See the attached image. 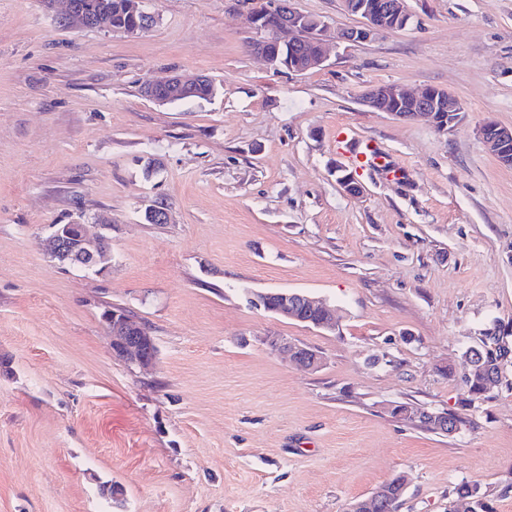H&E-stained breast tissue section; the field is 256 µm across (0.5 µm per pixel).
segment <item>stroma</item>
Wrapping results in <instances>:
<instances>
[{
    "instance_id": "stroma-1",
    "label": "stroma",
    "mask_w": 512,
    "mask_h": 512,
    "mask_svg": "<svg viewBox=\"0 0 512 512\" xmlns=\"http://www.w3.org/2000/svg\"><path fill=\"white\" fill-rule=\"evenodd\" d=\"M293 5L332 36L360 23ZM144 8L158 23L128 36L0 0V512H346L397 475L398 512H448L463 482L512 512V392L460 384L462 351L512 323V168L479 136L512 126V0H405L403 29L304 73L248 52L246 0ZM159 73L217 91L162 105L142 93ZM386 83L446 89L463 117L371 111ZM354 141L380 156L355 197L336 181ZM101 213L103 270L46 254L53 225ZM277 291L326 301L336 330L248 301ZM110 306L150 326L149 369L113 353ZM406 403L464 422L432 433L390 415ZM268 344H272L271 349L280 354H284L297 364L301 365L307 370L316 371L321 367V356L316 352H310L309 355H301L300 351L303 347L284 336H269L266 338Z\"/></svg>"
}]
</instances>
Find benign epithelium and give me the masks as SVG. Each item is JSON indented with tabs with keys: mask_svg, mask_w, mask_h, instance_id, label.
<instances>
[{
	"mask_svg": "<svg viewBox=\"0 0 512 512\" xmlns=\"http://www.w3.org/2000/svg\"><path fill=\"white\" fill-rule=\"evenodd\" d=\"M345 8L363 19V25L343 34L348 42H364L375 35L394 32L400 29V21L406 16L403 0H382L376 7L359 4L357 0H344ZM265 14L261 7H254L247 14V22L256 31L258 38L250 43L249 48L254 54L262 57L267 64L279 55L281 41L267 34L262 28L260 19ZM60 18L73 28H112V24L103 21L101 16L91 20L84 14L78 0H65V9ZM327 25L320 19L314 20V29L310 35L320 47V52L308 57L300 71L322 67L328 59L326 47ZM202 81V77L184 79L176 74L155 77L146 81L143 87L145 95L157 100L155 92L166 90L168 97H178L190 87ZM364 103L373 112H384L395 119L408 121L417 117H427L440 133L452 130L462 119V106L459 100L447 90L429 87L420 92H413L401 84L387 83L374 86L364 93ZM482 141L497 160L506 167H512V128L487 122L480 128ZM79 236L74 238L67 228L58 225L47 240V254L53 258L66 257L75 251L90 255L102 249V237L88 235L86 225H78ZM277 305L270 312L281 318L298 320L297 312L301 308L318 309L321 319L314 327L322 330L336 328V312L326 303L314 300L309 296L295 292H279L275 294ZM105 323L112 336V349L117 351L121 359L142 369L149 368L156 357L152 351L153 337L146 324L130 317H106ZM266 342L273 350L284 354L307 370L316 371L321 367V356L313 351L308 355L301 354L302 346L284 336H269ZM464 374L468 377L481 376L484 383L491 385L497 376L488 374L480 367L477 357L471 356L466 361Z\"/></svg>",
	"mask_w": 512,
	"mask_h": 512,
	"instance_id": "7a95c632",
	"label": "benign epithelium"
}]
</instances>
